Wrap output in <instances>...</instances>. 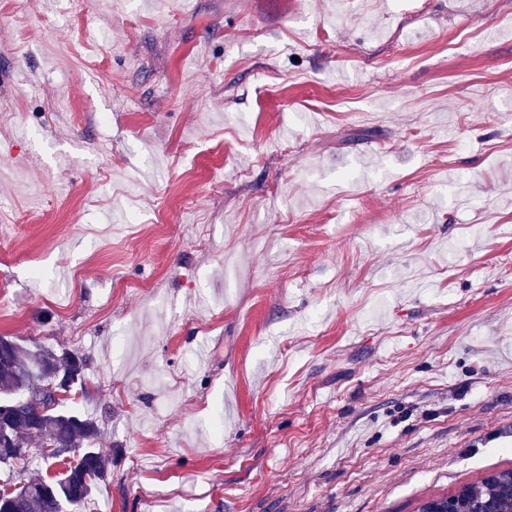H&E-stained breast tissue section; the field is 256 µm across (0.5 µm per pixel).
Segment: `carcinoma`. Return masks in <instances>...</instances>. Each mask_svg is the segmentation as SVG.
I'll return each instance as SVG.
<instances>
[{"instance_id":"1","label":"carcinoma","mask_w":512,"mask_h":512,"mask_svg":"<svg viewBox=\"0 0 512 512\" xmlns=\"http://www.w3.org/2000/svg\"><path fill=\"white\" fill-rule=\"evenodd\" d=\"M86 358L43 348L32 352L10 336H0V421L10 423L11 448L22 453L0 455V463L27 468L37 455L46 467L69 458L60 477L30 479L0 500V512H77L91 493L93 482L107 474L108 458L95 447L97 421L88 415L61 409L46 385L58 376L74 385L84 377ZM36 447H30V444Z\"/></svg>"}]
</instances>
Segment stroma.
Listing matches in <instances>:
<instances>
[{
	"mask_svg": "<svg viewBox=\"0 0 512 512\" xmlns=\"http://www.w3.org/2000/svg\"><path fill=\"white\" fill-rule=\"evenodd\" d=\"M2 224L0 336L88 360L82 512L512 468V0H0Z\"/></svg>",
	"mask_w": 512,
	"mask_h": 512,
	"instance_id": "stroma-1",
	"label": "stroma"
}]
</instances>
